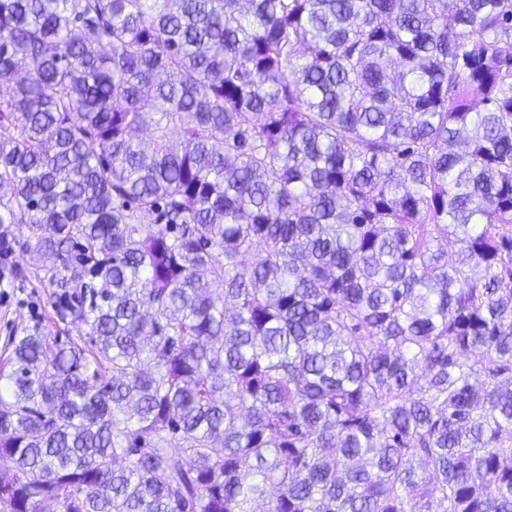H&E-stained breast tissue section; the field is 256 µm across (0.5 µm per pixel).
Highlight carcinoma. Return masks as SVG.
Returning <instances> with one entry per match:
<instances>
[{"mask_svg":"<svg viewBox=\"0 0 512 512\" xmlns=\"http://www.w3.org/2000/svg\"><path fill=\"white\" fill-rule=\"evenodd\" d=\"M15 226L0 512H512V0H0ZM26 235L25 228L15 227L12 250L0 254V367L10 354L9 336H21L24 329H49L51 341L54 336L62 341L67 336H86L84 325L57 315L54 293L76 292L72 287L44 288L34 274Z\"/></svg>","mask_w":512,"mask_h":512,"instance_id":"carcinoma-1","label":"carcinoma"}]
</instances>
